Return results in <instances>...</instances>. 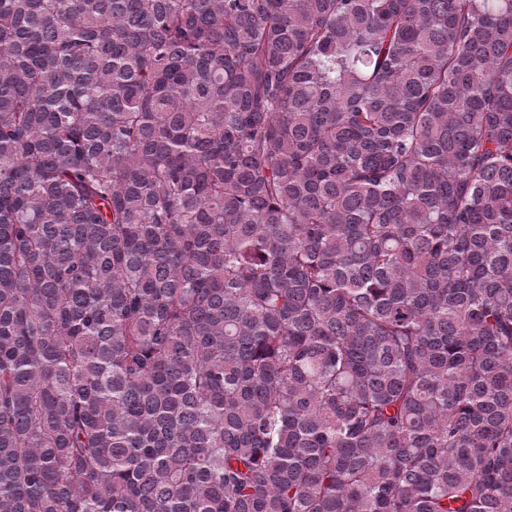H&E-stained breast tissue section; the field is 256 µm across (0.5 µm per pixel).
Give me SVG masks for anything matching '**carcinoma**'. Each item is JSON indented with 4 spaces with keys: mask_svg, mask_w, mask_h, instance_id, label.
<instances>
[{
    "mask_svg": "<svg viewBox=\"0 0 512 512\" xmlns=\"http://www.w3.org/2000/svg\"><path fill=\"white\" fill-rule=\"evenodd\" d=\"M0 512H512V0H0Z\"/></svg>",
    "mask_w": 512,
    "mask_h": 512,
    "instance_id": "obj_1",
    "label": "carcinoma"
}]
</instances>
